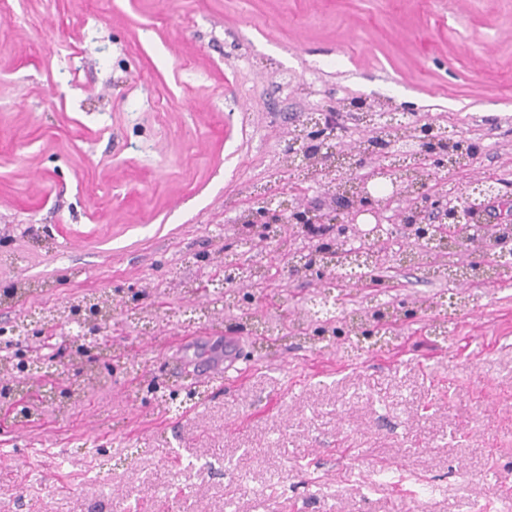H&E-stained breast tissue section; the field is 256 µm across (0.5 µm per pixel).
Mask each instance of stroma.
Instances as JSON below:
<instances>
[{
	"label": "stroma",
	"instance_id": "stroma-1",
	"mask_svg": "<svg viewBox=\"0 0 512 512\" xmlns=\"http://www.w3.org/2000/svg\"><path fill=\"white\" fill-rule=\"evenodd\" d=\"M353 96L478 138L433 187L498 176L512 201L506 0H0V324L27 323L35 350L49 309L112 295L101 383L0 433V512L512 505V265L467 306L459 283L386 263L414 315L377 343L316 333L314 300L372 294L289 275L297 225L239 241L257 185L298 184L275 160L294 127ZM228 262L266 277L187 294ZM233 331L240 372L202 380Z\"/></svg>",
	"mask_w": 512,
	"mask_h": 512
}]
</instances>
